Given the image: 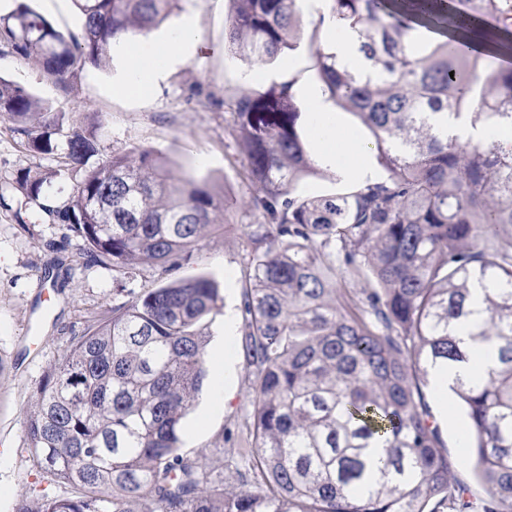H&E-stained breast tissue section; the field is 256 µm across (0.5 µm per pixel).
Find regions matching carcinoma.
Instances as JSON below:
<instances>
[{
	"label": "carcinoma",
	"mask_w": 512,
	"mask_h": 512,
	"mask_svg": "<svg viewBox=\"0 0 512 512\" xmlns=\"http://www.w3.org/2000/svg\"><path fill=\"white\" fill-rule=\"evenodd\" d=\"M78 32L21 2L0 16V46L64 85L106 65L121 38L149 32L178 0H75ZM225 47L250 64L299 48L303 0H229ZM371 74L320 48L312 70L371 134L385 170L329 195L296 79L235 100L228 134L259 191L249 225L241 336L250 409L236 454L182 448L183 420L207 376L205 320L219 300L200 275L124 285L145 265L178 268L223 224L224 196L183 182L151 148L112 154L73 131L76 189L57 211L117 281L112 318L62 351L24 432L34 462L71 489L23 496L15 512H512V148L448 133L491 121L512 134V64L471 44L512 32V0H326ZM0 116L30 149L59 128L24 87L0 78ZM481 290L475 341L495 354L479 384L452 388L481 493L459 479L422 381L428 365L471 360L458 338ZM382 448L372 457L369 449ZM328 177H311L298 185V191L305 195L330 194L341 189L347 181L342 180L336 172L328 166ZM337 179V181H336Z\"/></svg>",
	"instance_id": "cac0c4a2"
}]
</instances>
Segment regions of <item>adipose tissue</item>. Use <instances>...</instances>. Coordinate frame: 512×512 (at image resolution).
<instances>
[{"mask_svg":"<svg viewBox=\"0 0 512 512\" xmlns=\"http://www.w3.org/2000/svg\"><path fill=\"white\" fill-rule=\"evenodd\" d=\"M193 32V21L187 17L170 31L165 40L139 37L126 46L129 68L124 91L138 95L152 85L175 63L183 44L192 37ZM303 98L312 119L311 130L318 145L320 161L331 165L347 179L360 178L365 154L362 145L352 139H337L336 116L330 112L318 90L304 89Z\"/></svg>","mask_w":512,"mask_h":512,"instance_id":"obj_1","label":"adipose tissue"}]
</instances>
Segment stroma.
Returning a JSON list of instances; mask_svg holds the SVG:
<instances>
[{
  "label": "stroma",
  "mask_w": 512,
  "mask_h": 512,
  "mask_svg": "<svg viewBox=\"0 0 512 512\" xmlns=\"http://www.w3.org/2000/svg\"><path fill=\"white\" fill-rule=\"evenodd\" d=\"M228 0H180L169 21L154 28L161 39L172 22L191 16L195 36L183 57L152 91L128 96L121 83L126 64L114 55L108 65H86L60 86L38 65L0 50V77L26 87L49 107L63 131L96 136L93 164L118 150L151 147L184 180H208L224 195V226L204 237L179 269H142L136 286H158L204 275L220 291L217 310L206 320L209 375L183 421V448L212 452L244 447L239 433L248 401L241 350V280L247 227L257 218L241 202L256 189L246 157L225 129L240 92L288 78L316 85L308 71V47L266 66H253L224 48ZM220 106L207 105L208 95ZM45 182L39 200L24 179ZM64 147L50 154L31 152L15 124L0 119V512H13L22 494L64 497L67 487L51 483L24 445L22 426L45 371L72 337L112 315L110 269L91 262L83 241L69 224L50 215L73 193Z\"/></svg>",
  "instance_id": "obj_1"
}]
</instances>
